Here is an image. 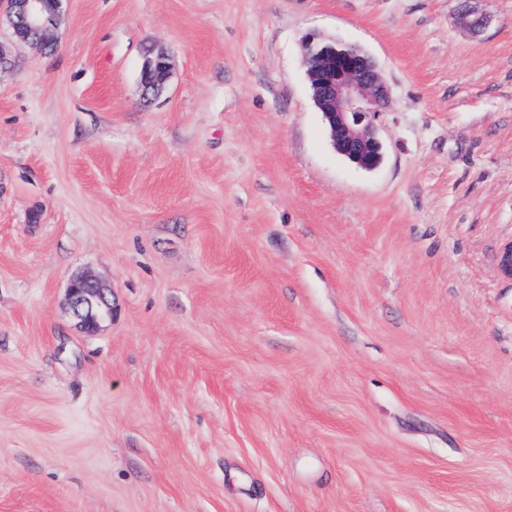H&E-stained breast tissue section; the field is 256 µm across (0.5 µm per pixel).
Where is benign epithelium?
<instances>
[{
  "instance_id": "obj_1",
  "label": "benign epithelium",
  "mask_w": 512,
  "mask_h": 512,
  "mask_svg": "<svg viewBox=\"0 0 512 512\" xmlns=\"http://www.w3.org/2000/svg\"><path fill=\"white\" fill-rule=\"evenodd\" d=\"M64 0H0V11L9 16L16 36L26 42L45 44L56 24ZM464 0L460 19L479 32L487 17ZM306 74L313 99L322 112L337 153L365 170L379 166L383 144L374 122L388 111L391 93L373 58L362 48L344 42L326 41L316 33L303 39ZM169 76L168 57L150 52L143 61L144 94H157ZM67 304L81 329L96 333L112 320V289L88 274L72 277L67 286Z\"/></svg>"
}]
</instances>
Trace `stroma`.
Here are the masks:
<instances>
[{
	"label": "stroma",
	"instance_id": "35a3bbf8",
	"mask_svg": "<svg viewBox=\"0 0 512 512\" xmlns=\"http://www.w3.org/2000/svg\"><path fill=\"white\" fill-rule=\"evenodd\" d=\"M476 6L65 0L47 49L0 17V512H512V0ZM311 32L390 87L375 170ZM306 74L337 153L365 170L379 166L383 144L374 122L387 112L391 93L373 58L362 48L326 41L316 33L303 39ZM169 76L168 57L164 52H149L143 61L141 82L145 95L157 94ZM67 304L86 333L94 334L102 324L112 320V289L88 274L70 279Z\"/></svg>",
	"mask_w": 512,
	"mask_h": 512
}]
</instances>
